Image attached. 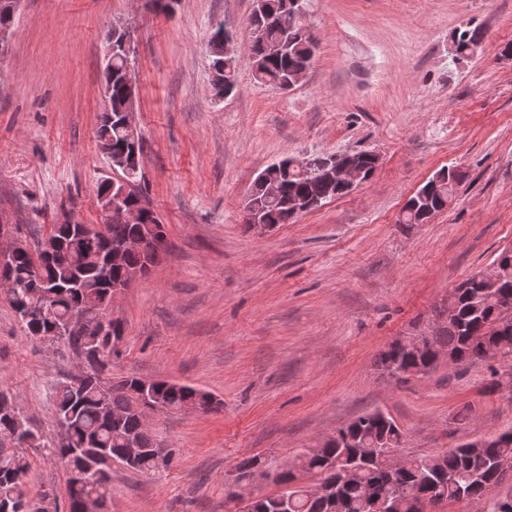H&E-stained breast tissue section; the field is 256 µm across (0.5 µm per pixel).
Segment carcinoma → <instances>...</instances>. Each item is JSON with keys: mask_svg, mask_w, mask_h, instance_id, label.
Segmentation results:
<instances>
[{"mask_svg": "<svg viewBox=\"0 0 512 512\" xmlns=\"http://www.w3.org/2000/svg\"><path fill=\"white\" fill-rule=\"evenodd\" d=\"M307 0H262L261 8H253L249 25L252 33L249 64L255 80L277 90H285L296 75L309 68L314 55V43L305 24ZM481 33L465 30L459 34L457 52L466 54L477 44ZM209 66L215 77L232 94L237 87L238 58L233 49L209 52ZM105 85L111 89L99 119L98 138L112 142V157L121 156L130 147V137L122 124L120 113L127 111L131 75L126 66V54L113 52L112 65L103 67ZM344 154L314 155L305 160V168L293 166L294 158L280 160L275 170L278 192L270 194L257 184L246 196L245 207L252 209L260 224H291L295 222L292 201L312 199L325 192L327 198L341 192L338 186H327L322 173L331 161L339 164ZM118 175L137 183V191L126 203L142 206L146 211L142 224L112 221L104 237L88 235L81 224H57L54 239L60 244L65 258H51L41 249L14 255L0 268V278L12 281L4 289L24 334L30 338L64 342L80 355L93 349L100 352L99 366L111 362L118 353L112 336H85L67 333L65 323L75 312L86 315L88 322L97 323L100 313L108 306L112 285L123 281L127 274L145 266V258L128 253L123 264L108 266L111 248L127 238L156 230V236L166 238L165 225L146 198L142 187L143 173L118 170ZM467 174L455 166L439 169L412 196L402 212L400 223L425 224L426 209L440 212L455 197ZM500 271V287L490 290L474 277L467 278L448 297L453 318L444 321L434 336H405L396 339L376 358L375 366L382 374L398 382L407 381L399 373L407 369L427 374L436 368L437 353L443 352L455 365L476 364L486 349L501 350L503 369H491L487 389L512 399V306L502 308L503 296L512 299V253L500 251L493 261ZM143 379L126 377L115 383L95 377L79 389L63 382L57 391V424L66 433L57 444L41 441L31 427L14 436L17 421L26 422L12 395L0 390V433L10 436L12 449L0 448V512H38L37 502L21 499L24 479L30 469L27 450L43 448L60 459L76 448H107L115 458L128 440L140 448H156L158 443L143 427L138 398ZM156 400L168 409L206 392L187 385L152 383ZM404 434L396 422L382 412L363 413L344 425L337 435L324 441L318 453L310 451L293 461L288 480L302 474H317L329 485V493L312 498L301 490L295 491L288 512H422L420 506L440 499L456 502L463 496L481 500L494 488L512 486V431L479 446L468 441L448 451L417 458H406L402 466L391 461L402 447ZM172 453L155 458L145 456L136 466L149 472L169 463ZM353 468L349 481L341 480L344 470ZM97 491L94 483H83L73 476L67 481V512H79L81 499Z\"/></svg>", "mask_w": 512, "mask_h": 512, "instance_id": "carcinoma-1", "label": "carcinoma"}]
</instances>
